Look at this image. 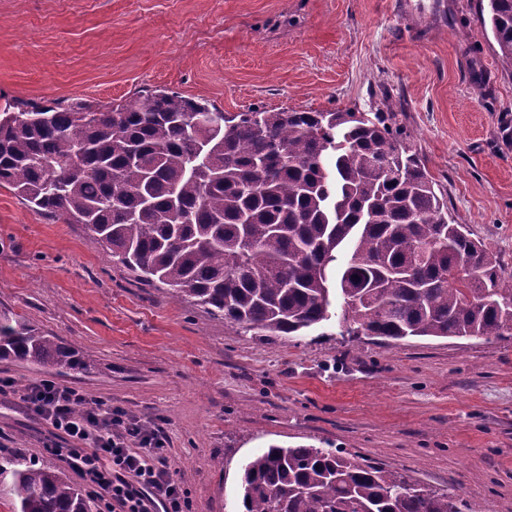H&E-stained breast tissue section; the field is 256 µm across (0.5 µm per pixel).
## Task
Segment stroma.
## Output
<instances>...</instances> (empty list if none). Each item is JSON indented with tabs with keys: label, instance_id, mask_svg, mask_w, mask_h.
<instances>
[{
	"label": "stroma",
	"instance_id": "1",
	"mask_svg": "<svg viewBox=\"0 0 512 512\" xmlns=\"http://www.w3.org/2000/svg\"><path fill=\"white\" fill-rule=\"evenodd\" d=\"M479 0H0V105L121 103L165 87L226 112L395 111L448 216L512 273V70ZM95 362L48 375L151 423L188 512H241L270 445L333 448L512 512V337H258L137 281L84 225L0 188V312ZM0 399V448L38 463L46 428Z\"/></svg>",
	"mask_w": 512,
	"mask_h": 512
}]
</instances>
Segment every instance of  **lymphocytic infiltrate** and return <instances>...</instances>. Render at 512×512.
<instances>
[{"instance_id":"obj_1","label":"lymphocytic infiltrate","mask_w":512,"mask_h":512,"mask_svg":"<svg viewBox=\"0 0 512 512\" xmlns=\"http://www.w3.org/2000/svg\"><path fill=\"white\" fill-rule=\"evenodd\" d=\"M20 399L47 427L44 453L84 480L100 512H185L161 430L51 380Z\"/></svg>"}]
</instances>
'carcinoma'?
I'll return each mask as SVG.
<instances>
[{
    "label": "carcinoma",
    "instance_id": "carcinoma-1",
    "mask_svg": "<svg viewBox=\"0 0 512 512\" xmlns=\"http://www.w3.org/2000/svg\"><path fill=\"white\" fill-rule=\"evenodd\" d=\"M512 68V0H486ZM396 113L224 112L169 89L125 103L0 107V187L83 224L143 282L254 336L332 319L348 336H512V274L462 224ZM56 373L94 360L0 314V359ZM243 512H485L330 448L272 445L242 466ZM13 512H93L57 468L0 452Z\"/></svg>",
    "mask_w": 512,
    "mask_h": 512
}]
</instances>
